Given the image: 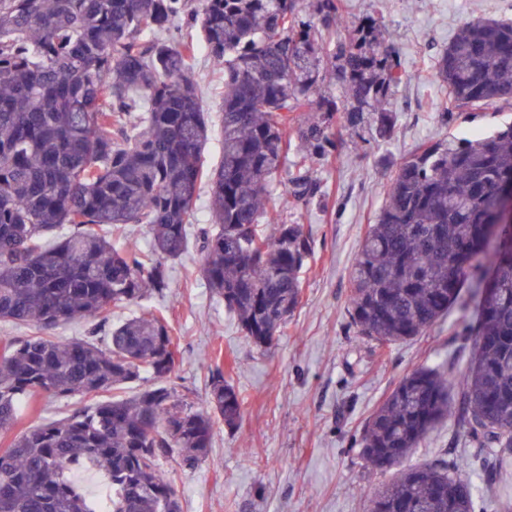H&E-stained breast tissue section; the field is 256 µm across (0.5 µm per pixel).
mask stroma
<instances>
[{"label":"stroma","instance_id":"1","mask_svg":"<svg viewBox=\"0 0 512 512\" xmlns=\"http://www.w3.org/2000/svg\"><path fill=\"white\" fill-rule=\"evenodd\" d=\"M346 21L339 37L368 12L382 22L408 74L395 90L397 120L388 137L369 125L345 126L334 115L343 148L315 166L313 179L325 204L288 209L282 221L303 225L314 251L304 274L300 307L267 351L240 332L222 302L198 275L197 242L173 265L169 286L142 300L139 310L162 313L180 344L174 382L197 405L208 387L202 362L231 365L226 378L246 397L241 421L214 426L209 457L188 469L168 463L182 512H369V495L396 474L380 470L360 453L363 426L391 390L413 369L447 363L462 369L470 340L458 313L427 335L388 348L356 336L347 325L349 271L368 224L386 197L390 177L424 141L488 133L512 123V100L445 118L437 109L440 89L432 72L439 51L466 20L497 18L512 0H342ZM200 103L219 124L223 65L206 57L195 64ZM463 458L480 512H495L512 497V469L493 486L481 467L490 452L465 437L456 415L438 423L410 456V463Z\"/></svg>","mask_w":512,"mask_h":512}]
</instances>
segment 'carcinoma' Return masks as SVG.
<instances>
[{
    "label": "carcinoma",
    "instance_id": "obj_1",
    "mask_svg": "<svg viewBox=\"0 0 512 512\" xmlns=\"http://www.w3.org/2000/svg\"><path fill=\"white\" fill-rule=\"evenodd\" d=\"M316 14L298 0H200L191 13L188 0H0V321H92L83 338L0 343V433L24 400L84 402L0 448V512H96L70 477L78 467L105 473L108 512H180L165 464L197 466L215 420L238 425L245 398L220 364L208 367L198 408L171 386L166 318L142 311L114 323L112 313L168 288L205 181L201 279L258 350L281 335L313 245L278 208L316 197L310 165L342 146L327 133L333 113L353 128L373 114L386 131L403 76L374 16L334 42L339 0H317ZM188 17L224 65L222 156L210 170L212 126L193 76L201 48L176 36ZM329 68L339 104L322 94ZM434 71L449 116L511 99L512 18L461 24ZM311 110L322 119L295 125L290 113ZM294 137L306 151L290 171ZM509 185L512 124L429 143L391 179L360 241L347 304L356 335L396 344L459 307L473 340L462 375L446 362L417 368L376 410L360 445L378 468L400 464L455 407L465 435L491 449L488 484L512 460V227L498 222ZM130 224L149 227L147 249L127 238ZM146 375L152 384L126 394ZM462 468L442 459L404 469L370 497V512H475Z\"/></svg>",
    "mask_w": 512,
    "mask_h": 512
}]
</instances>
